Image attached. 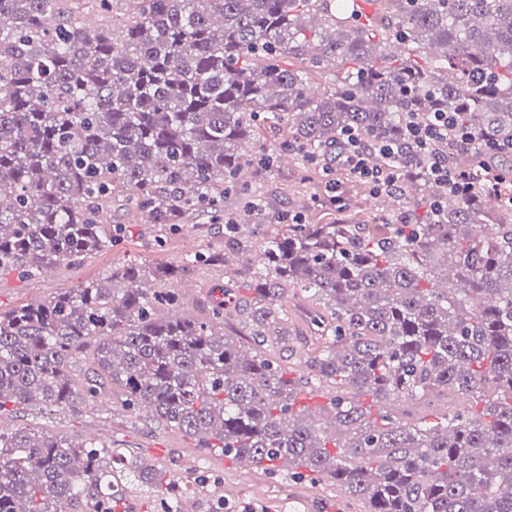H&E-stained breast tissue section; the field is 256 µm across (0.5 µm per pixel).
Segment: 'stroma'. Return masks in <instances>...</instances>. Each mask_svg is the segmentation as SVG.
I'll return each mask as SVG.
<instances>
[{"mask_svg":"<svg viewBox=\"0 0 512 512\" xmlns=\"http://www.w3.org/2000/svg\"><path fill=\"white\" fill-rule=\"evenodd\" d=\"M302 164L293 159L280 164L265 181L267 197L276 201L280 213L301 212L308 224H327L336 217L328 205L310 206L311 195L321 194L318 181L301 178ZM112 221L122 227L111 249L86 259L78 268L59 267L35 280L12 273L0 274V312L49 299L61 289L97 278L114 265L130 261L151 266L179 260L188 252L220 253L224 250V227L204 224L201 217L187 216L182 224L166 228L147 223L144 215L129 210L122 198L112 200ZM248 255L233 258L234 273L207 262L195 264L173 286L183 298L187 314L205 318L215 285L234 281L248 285ZM25 426L38 432L64 434L76 441L100 438L113 453L131 451L152 468H163L190 480L196 494L186 496L188 512H361L357 502L329 481L312 483L280 471L245 470L220 451L199 448L195 438L155 424L151 416L132 414L121 396L104 387L100 401L75 412H52L39 405L21 410L19 416L0 417V427Z\"/></svg>","mask_w":512,"mask_h":512,"instance_id":"1","label":"stroma"}]
</instances>
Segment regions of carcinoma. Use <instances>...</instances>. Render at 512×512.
<instances>
[{"label": "carcinoma", "mask_w": 512, "mask_h": 512, "mask_svg": "<svg viewBox=\"0 0 512 512\" xmlns=\"http://www.w3.org/2000/svg\"><path fill=\"white\" fill-rule=\"evenodd\" d=\"M375 2L362 21L351 0H0V273L112 248L117 195L151 224L226 220L235 252L225 195L275 219L279 156L313 167L348 131L391 146L375 160L413 205L406 224L282 225L251 296L223 289L204 320L149 284L221 254L114 266L0 312V416L75 411L108 382L126 409L272 473L284 460L365 512H512V0ZM436 112L456 113L460 163L498 168L501 192L444 197L405 133ZM273 124L287 134L269 146ZM288 294L311 341L298 376L267 352L291 333ZM236 315L248 345L224 333ZM315 381L326 402L300 403ZM115 463L182 512L181 478L24 426L0 427V512H116Z\"/></svg>", "instance_id": "1"}]
</instances>
